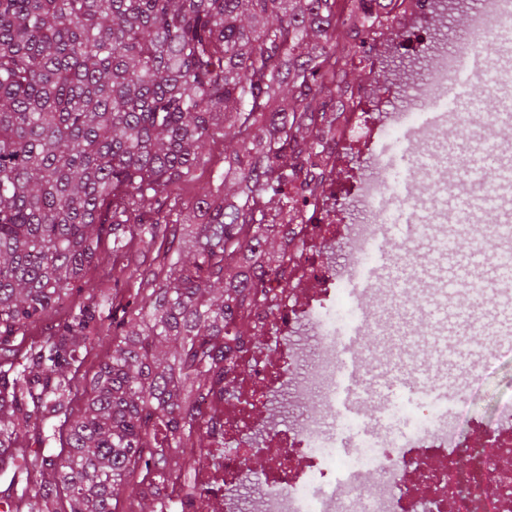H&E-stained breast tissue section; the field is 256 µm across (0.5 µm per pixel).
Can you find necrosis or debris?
<instances>
[{
  "instance_id": "1",
  "label": "necrosis or debris",
  "mask_w": 512,
  "mask_h": 512,
  "mask_svg": "<svg viewBox=\"0 0 512 512\" xmlns=\"http://www.w3.org/2000/svg\"><path fill=\"white\" fill-rule=\"evenodd\" d=\"M443 12L442 0H396L384 19L403 27L406 39L390 44L370 31L363 63L381 78L389 53L419 55ZM509 34L512 0H483L454 51H441L427 77L405 76L413 105H433L464 58L499 46ZM402 118L359 97L337 110L332 138L316 159L324 188L298 195L288 228L292 243L276 274L257 281L255 303L242 315L271 335L275 352L244 347L223 393L203 405L213 423L203 439L210 464L199 470L193 497L184 496L180 483L167 488L184 512H512V399L500 402L487 419L469 412L483 373L512 357L511 336L494 339L492 357L451 388L452 415L422 397L415 402L418 427L404 440L385 437L374 423L377 444L348 438L351 452L343 465L333 454L341 345L326 323L342 285L384 231L377 201L385 184L380 172L345 182L336 173L352 151L373 155L378 133ZM487 136V125L456 112L443 113L419 134L426 147ZM344 196L361 203L360 223H337L336 204ZM285 279L306 287L304 301L284 299ZM255 457L264 463L263 477L248 497L246 465ZM341 468L342 479L336 475Z\"/></svg>"
}]
</instances>
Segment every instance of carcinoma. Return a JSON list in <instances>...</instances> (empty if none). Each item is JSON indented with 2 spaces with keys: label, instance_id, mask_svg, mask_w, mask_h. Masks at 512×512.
<instances>
[{
  "label": "carcinoma",
  "instance_id": "1",
  "mask_svg": "<svg viewBox=\"0 0 512 512\" xmlns=\"http://www.w3.org/2000/svg\"><path fill=\"white\" fill-rule=\"evenodd\" d=\"M335 30L336 0H0V472L25 477V512L59 496L61 512H116L127 491L138 512L174 509L199 405L245 343L236 315L288 243L261 217L293 210V156L330 130ZM226 135L203 222L171 219L169 186ZM109 239L126 261L113 284L138 288L107 323L118 290L85 271ZM76 287L90 303L18 354ZM93 342L109 354L81 386ZM52 419L59 448L29 459L20 443Z\"/></svg>",
  "mask_w": 512,
  "mask_h": 512
}]
</instances>
